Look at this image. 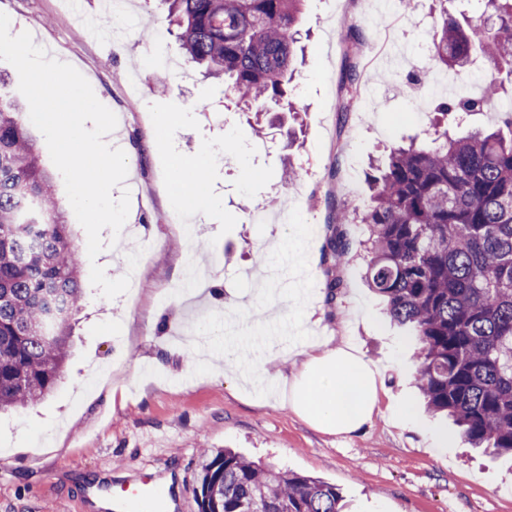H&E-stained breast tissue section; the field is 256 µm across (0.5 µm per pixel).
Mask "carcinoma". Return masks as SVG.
Masks as SVG:
<instances>
[{
    "label": "carcinoma",
    "instance_id": "1",
    "mask_svg": "<svg viewBox=\"0 0 512 512\" xmlns=\"http://www.w3.org/2000/svg\"><path fill=\"white\" fill-rule=\"evenodd\" d=\"M186 61L224 78L245 109L267 112L288 93L301 0H162ZM495 30L445 16L432 67L465 80L474 48L494 73L478 96L439 103L429 149H391L355 209L367 237L365 278L390 318L420 349L417 379L433 413H445L474 448L512 455V111L501 128L454 138L449 128L501 99L512 77V0H486ZM361 74L341 84L339 112L358 106ZM349 253L341 233L327 260ZM84 298L73 225L54 176L38 159L26 114L0 96V411L55 388L69 355L71 319ZM199 512H345L336 486L226 449L203 451Z\"/></svg>",
    "mask_w": 512,
    "mask_h": 512
}]
</instances>
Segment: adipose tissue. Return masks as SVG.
Segmentation results:
<instances>
[{"label": "adipose tissue", "instance_id": "1", "mask_svg": "<svg viewBox=\"0 0 512 512\" xmlns=\"http://www.w3.org/2000/svg\"><path fill=\"white\" fill-rule=\"evenodd\" d=\"M293 371L278 393L300 418L326 434L358 431L379 409V367L346 336H310L291 353Z\"/></svg>", "mask_w": 512, "mask_h": 512}]
</instances>
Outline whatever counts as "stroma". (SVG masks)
I'll return each instance as SVG.
<instances>
[{
  "label": "stroma",
  "instance_id": "stroma-1",
  "mask_svg": "<svg viewBox=\"0 0 512 512\" xmlns=\"http://www.w3.org/2000/svg\"><path fill=\"white\" fill-rule=\"evenodd\" d=\"M385 4L303 0L298 27L306 53L291 83L299 112L263 116L265 133L258 136L223 81L185 63L161 0H129L135 31L129 42L113 45L85 39L63 0H0V12L25 14L35 44L74 66L98 100L112 103L118 123L106 142L126 154L130 212L120 236L102 231L107 246L95 261L82 262L81 276L89 278L96 264L109 278L132 272L137 279L131 302L87 287L54 391L0 415V512H84L90 483L146 470L177 485L184 512H198L205 448H231L322 478L340 489L349 512H512V456L467 448L451 421L425 409L417 344L390 322L383 300L365 283L360 225L345 228L352 249L340 269L342 294L334 307L321 303L326 226L335 209L366 203L370 160L422 136L434 115V99L407 88L408 74L430 65L429 35L444 14L465 23L484 13L483 0H416L374 30L367 18ZM353 28L361 35L362 84L377 91L371 108L343 115L338 95ZM147 30L162 32L172 68L144 71ZM200 101L210 112H194ZM183 109L189 120L168 127V116ZM206 150L218 160L199 178L216 206L196 213L184 229L176 220L171 165ZM288 156L301 176L285 184ZM258 210L287 213L288 221L256 229L247 218ZM308 224L322 228L310 241L293 231ZM147 239L154 247L144 255ZM136 251L141 258L132 269L127 257ZM304 258L311 286L305 305L280 277L267 282L263 296L244 279L264 266L290 272ZM270 294L280 316L251 322ZM309 312L352 337L382 370L381 412L356 432L321 433L276 393L278 378L291 369L284 354ZM215 354L236 360V373L217 367ZM107 362L111 381L84 392L92 371ZM403 401L413 403L415 418L398 423L391 411Z\"/></svg>",
  "mask_w": 512,
  "mask_h": 512
}]
</instances>
